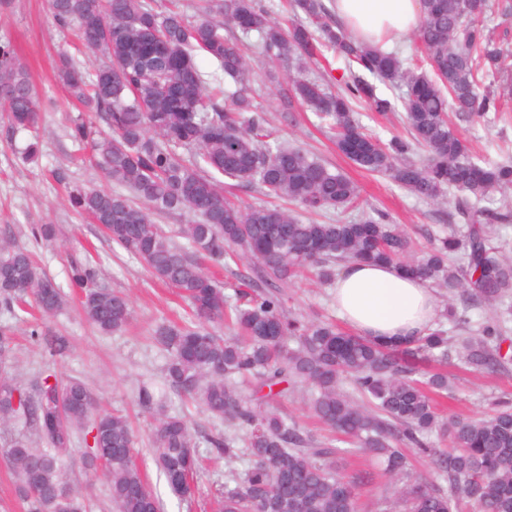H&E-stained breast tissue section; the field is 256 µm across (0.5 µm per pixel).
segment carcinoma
<instances>
[{
	"mask_svg": "<svg viewBox=\"0 0 512 512\" xmlns=\"http://www.w3.org/2000/svg\"><path fill=\"white\" fill-rule=\"evenodd\" d=\"M421 6L415 37L428 71L405 64L395 52L355 45L342 25L326 20L322 0H291L305 20L288 28L257 0H216L193 21L179 6L162 10L154 0H50L60 25L105 59L92 79L66 56L57 72L70 96L110 129L102 133L77 120L70 136L89 145L96 164L118 186H76L69 202L187 302L191 324L154 331L168 355L166 383L233 427L208 437L217 456L243 453L250 462L241 481L217 496L216 512H358L366 476H338L335 447L316 442L270 404L285 393L274 387L285 382L309 386L311 414L371 455L385 476L404 481L389 512H456L463 502L477 512H512V404L498 402L477 418L443 417L434 397L448 391L447 372L422 370L426 362L443 367L457 358L474 371L493 372L508 360L502 344L512 318V263L501 258L494 225L512 222V211L482 202L512 188V161L476 162L450 125L448 106L476 122L503 111L495 84L508 76L509 51L485 31L486 0H421ZM226 26L244 37L257 35L263 56L295 64L279 98L283 114L296 104L313 112L336 131L338 149L353 163L389 174L421 200L453 194L449 218L468 224L467 233L435 237L413 259L412 238L385 213L343 218L355 206L357 186L302 147L271 144L265 110L249 92L252 67L239 37L222 33ZM324 49L337 53L350 73L334 93L303 66ZM198 52L215 60L236 89L225 90L216 75L204 78L194 62ZM0 56V87L10 91L0 107L11 124L32 125L40 106L27 71L10 44H0ZM366 74L401 90L411 139L395 137L384 145L357 125L354 101L365 99L382 113L393 110ZM221 176L336 218L306 223L282 206L236 203L224 196ZM174 212L193 219L173 235L152 222L153 213ZM452 253L462 254L463 264L449 266ZM204 259L218 267L248 262L240 279L246 290L224 293ZM352 261L394 264L448 289L464 308H447L445 315L465 336L451 347L447 332L436 327L409 343H385L288 315L284 288L302 270L314 269L329 285L337 267ZM70 283L81 294L85 319L99 332L114 334L129 325V298L101 282L93 267L73 265ZM31 301L47 319L66 304L28 247L1 243L0 307L11 312ZM483 303L495 305L496 314L473 327L468 312ZM224 325L234 334H217ZM30 338L54 363L70 351L68 339L44 323ZM11 352L12 338L0 331V439L24 512H88L67 472L69 448L82 428L93 435L84 469H96L99 456L105 459L113 512H160L133 461L128 418L98 410L83 381H64L53 371L31 390L18 386L6 370ZM347 379L357 395L343 391ZM136 403L153 413L152 451L169 487L191 494L198 432L184 417L156 410L145 384ZM19 419L30 434L9 432ZM445 440L448 448L439 447ZM405 448L432 456L446 487L410 472Z\"/></svg>",
	"mask_w": 512,
	"mask_h": 512,
	"instance_id": "obj_1",
	"label": "carcinoma"
}]
</instances>
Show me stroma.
<instances>
[{
  "mask_svg": "<svg viewBox=\"0 0 512 512\" xmlns=\"http://www.w3.org/2000/svg\"><path fill=\"white\" fill-rule=\"evenodd\" d=\"M0 40L10 42L27 68L41 109L38 123L29 128H13L0 119V242L26 245L35 252L48 276L67 290L66 307L48 324L55 333L68 337L71 345L64 360L50 363L27 338L30 314L0 309V329L10 330L15 338L9 371L17 385L25 388L50 368L61 378L83 380L102 409L130 416L137 434L134 459L158 497L161 512H211L215 495L225 486L234 485L247 467L246 460L214 459L211 446L200 442L198 451L204 466L194 480L193 493L188 498L176 495L160 473L151 450L148 434L152 417L135 401L138 383L152 380L168 413L187 416L196 428L208 434L227 432L224 422L208 419L188 406L164 382L166 355L155 345L152 334L158 325L181 322L186 306L171 289L152 278L139 260L113 246L98 224L68 201L72 186L104 188L108 182L95 166L89 147L69 136L73 121L92 123L96 117L70 98L57 76V64L61 56H70L82 73L90 76L102 60L77 48L71 31L57 24L48 0H0ZM244 43L246 57L256 71L252 84L256 101L276 127L279 142L311 150L358 185L360 205L348 211V218L375 209L387 212L393 223L404 225L422 245L427 242L428 231L439 230L447 223L449 204L419 200L389 175H371L360 169L337 149L313 113L300 110L294 120L283 121L276 110V93L278 86L286 83L288 73L280 64L263 60L256 37L245 38ZM355 118L363 129L385 141L406 133L404 110L397 104L394 111L381 117L369 104L359 102ZM453 126L467 140L476 159L498 162L512 158V112L496 114L487 122L457 120ZM32 143L37 144L39 153L29 159L25 150ZM38 224L55 225V241H34L30 229ZM75 262L90 263L108 287L127 294L134 317L125 330L104 335L86 321L79 295L69 290L68 275ZM286 293L290 312L340 322L329 287L312 277L299 279ZM448 375L451 386L447 399L441 402V414L474 417L489 411L493 400L512 402V362L486 373L456 365L449 367ZM307 397L306 387H289L279 399L280 409L316 441L330 442V431L310 416ZM334 466L346 476L362 470L370 472L369 483L359 489V512H385L396 485L369 456L350 447L335 456Z\"/></svg>",
  "mask_w": 512,
  "mask_h": 512,
  "instance_id": "stroma-1",
  "label": "stroma"
}]
</instances>
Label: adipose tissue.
<instances>
[{
	"instance_id": "ef3b65f1",
	"label": "adipose tissue",
	"mask_w": 512,
	"mask_h": 512,
	"mask_svg": "<svg viewBox=\"0 0 512 512\" xmlns=\"http://www.w3.org/2000/svg\"><path fill=\"white\" fill-rule=\"evenodd\" d=\"M332 9L361 43L384 51L421 19L420 0H334ZM330 291L341 316L362 336L412 340L426 335L439 316L428 283L389 264L348 263Z\"/></svg>"
}]
</instances>
